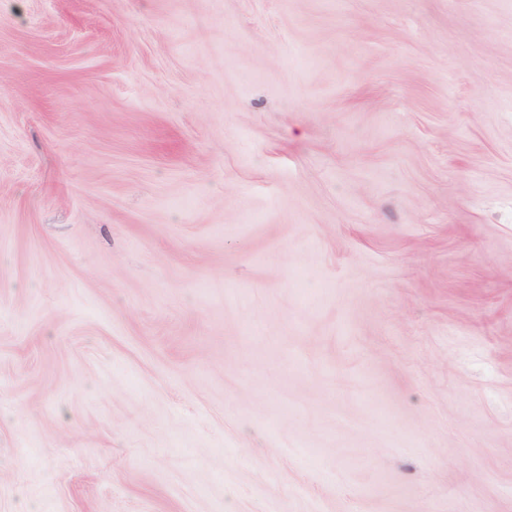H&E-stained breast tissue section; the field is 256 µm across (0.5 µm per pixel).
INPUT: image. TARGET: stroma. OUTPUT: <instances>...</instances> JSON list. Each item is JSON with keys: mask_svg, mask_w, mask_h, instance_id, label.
Masks as SVG:
<instances>
[{"mask_svg": "<svg viewBox=\"0 0 512 512\" xmlns=\"http://www.w3.org/2000/svg\"><path fill=\"white\" fill-rule=\"evenodd\" d=\"M0 512H512V0H0Z\"/></svg>", "mask_w": 512, "mask_h": 512, "instance_id": "35a3bbf8", "label": "stroma"}]
</instances>
